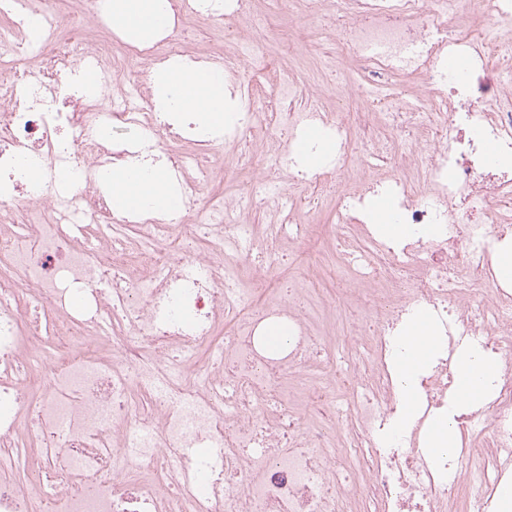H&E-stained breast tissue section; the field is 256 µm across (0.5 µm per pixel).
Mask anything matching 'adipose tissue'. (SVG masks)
Here are the masks:
<instances>
[{
    "label": "adipose tissue",
    "mask_w": 512,
    "mask_h": 512,
    "mask_svg": "<svg viewBox=\"0 0 512 512\" xmlns=\"http://www.w3.org/2000/svg\"><path fill=\"white\" fill-rule=\"evenodd\" d=\"M109 7L116 29L135 41L151 43L163 32L156 19L167 14L166 0H111ZM154 93L157 98L173 103L176 111L189 113L202 127L220 129L224 126L226 92L224 75L219 69H210L204 81L192 75L180 78L167 69L157 70ZM106 186L116 211L145 209L164 215L176 213L184 206L165 171L149 170L135 162L113 168ZM400 342L404 353L395 366L397 383L406 402L410 403L415 399L417 377L434 352L435 339L428 319L421 317L411 322ZM457 361L459 375L476 379L471 387L457 384L460 404L472 407L483 403L501 373L500 361L485 355L475 341L459 351Z\"/></svg>",
    "instance_id": "ef3b65f1"
}]
</instances>
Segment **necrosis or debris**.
<instances>
[{
	"instance_id": "4bbe7bcc",
	"label": "necrosis or debris",
	"mask_w": 512,
	"mask_h": 512,
	"mask_svg": "<svg viewBox=\"0 0 512 512\" xmlns=\"http://www.w3.org/2000/svg\"><path fill=\"white\" fill-rule=\"evenodd\" d=\"M301 3L307 16L336 14L337 43L361 74L345 88L361 104L354 119L293 75L253 110L241 57L261 41L238 27L250 0H169L172 26L147 46L119 40L112 67L73 37V16L40 9L31 36L23 0H0V455L15 463L0 471V512H499L512 481L511 372L483 409L456 416L459 453L431 458L421 440L454 405L457 349L512 344V280L494 266L512 248V0H489L467 23L456 0ZM189 13L224 28L205 56L186 50ZM452 58L462 73L449 72ZM201 63L223 67L232 93L225 145L275 141V171L337 190L326 231L365 284L342 291L360 310L350 333L365 357L302 390V411L320 417L312 428L288 412L289 380L333 352L302 312L304 291L289 282L260 303L264 262L239 287L254 249L243 196L201 211L190 171L214 140L147 92L156 66L184 75ZM89 65L100 69L92 96ZM127 76L135 101L103 108ZM312 128L335 150L308 168L295 145ZM132 161L176 180L178 215L113 212L104 170ZM379 193L393 223L438 235L376 239ZM263 203L279 218L267 227L274 252L302 233V209L276 190ZM420 314L439 345L409 406L393 371L401 328ZM274 323L288 329L280 352L259 341ZM405 413L410 427L393 433ZM485 432L482 466L462 468Z\"/></svg>"
}]
</instances>
